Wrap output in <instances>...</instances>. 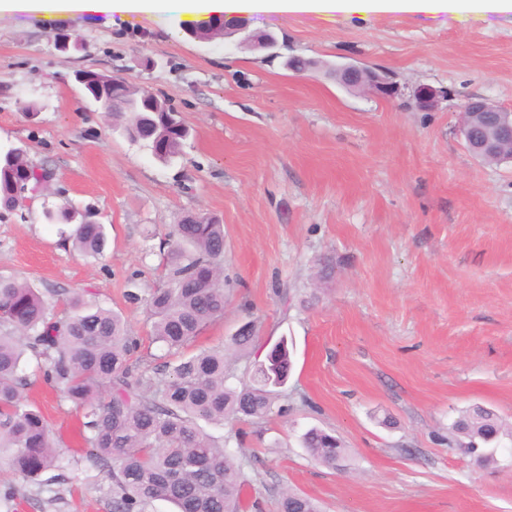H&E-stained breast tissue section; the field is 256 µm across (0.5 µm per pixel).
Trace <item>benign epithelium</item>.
Returning <instances> with one entry per match:
<instances>
[{
    "label": "benign epithelium",
    "instance_id": "obj_1",
    "mask_svg": "<svg viewBox=\"0 0 512 512\" xmlns=\"http://www.w3.org/2000/svg\"><path fill=\"white\" fill-rule=\"evenodd\" d=\"M340 75L347 85H363L378 97H390L397 93V85L387 73L355 64L339 67ZM445 98V91L431 85H420L413 91L412 99L421 110L432 109ZM461 133L468 151L476 158L500 155L512 145V111H506L488 100L476 97L469 99L463 107Z\"/></svg>",
    "mask_w": 512,
    "mask_h": 512
}]
</instances>
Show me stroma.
I'll return each mask as SVG.
<instances>
[{
	"label": "stroma",
	"instance_id": "stroma-1",
	"mask_svg": "<svg viewBox=\"0 0 512 512\" xmlns=\"http://www.w3.org/2000/svg\"><path fill=\"white\" fill-rule=\"evenodd\" d=\"M255 34L200 42L132 20L42 27L0 17V148L50 170L47 191L0 218V276L41 291L88 290L120 312L153 372L161 350L129 277L165 282L163 243L185 214L224 226V316L188 351L227 342L244 322L259 339L231 358L248 381L268 344L287 337L292 368L262 420L205 431L247 481L246 512H279L286 490L322 512H512V442L480 465L449 448L461 411L512 423V161L475 159L460 134L468 98L512 110V12L462 23L452 14L256 15ZM69 36L67 49L58 35ZM317 61L290 71L289 57ZM386 71L397 95L341 86L332 69ZM125 78L177 110L190 130L170 164L123 134L122 118L74 78ZM446 90L430 112L412 92ZM92 208L101 258L79 256L47 214ZM27 400L53 427L65 482L0 474V512H111L112 485L78 430L82 411L27 362ZM330 430L347 450L326 467L300 444Z\"/></svg>",
	"mask_w": 512,
	"mask_h": 512
}]
</instances>
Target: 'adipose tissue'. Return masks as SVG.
I'll list each match as a JSON object with an SVG mask.
<instances>
[{
	"label": "adipose tissue",
	"mask_w": 512,
	"mask_h": 512,
	"mask_svg": "<svg viewBox=\"0 0 512 512\" xmlns=\"http://www.w3.org/2000/svg\"><path fill=\"white\" fill-rule=\"evenodd\" d=\"M460 0H0V16L24 13L51 27L65 20L99 17L162 24L171 32L196 28L215 17L313 12L325 19L336 14L376 17L386 13H453L464 17Z\"/></svg>",
	"instance_id": "adipose-tissue-1"
}]
</instances>
